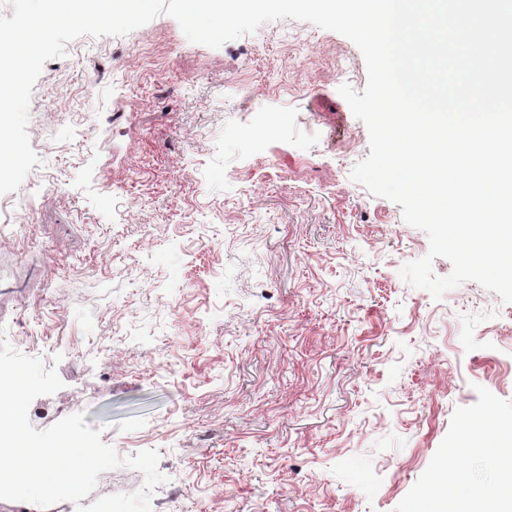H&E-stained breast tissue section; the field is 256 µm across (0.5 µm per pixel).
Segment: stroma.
<instances>
[{
    "label": "stroma",
    "mask_w": 512,
    "mask_h": 512,
    "mask_svg": "<svg viewBox=\"0 0 512 512\" xmlns=\"http://www.w3.org/2000/svg\"><path fill=\"white\" fill-rule=\"evenodd\" d=\"M64 51L30 101L40 162L0 195V338L62 356L35 429L81 413L120 457L157 451L151 512L494 485L466 430L512 421V304L401 278L429 239L351 178L357 46L287 18L211 48L163 14Z\"/></svg>",
    "instance_id": "1"
}]
</instances>
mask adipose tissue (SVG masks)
I'll use <instances>...</instances> for the list:
<instances>
[{
  "label": "adipose tissue",
  "mask_w": 512,
  "mask_h": 512,
  "mask_svg": "<svg viewBox=\"0 0 512 512\" xmlns=\"http://www.w3.org/2000/svg\"><path fill=\"white\" fill-rule=\"evenodd\" d=\"M478 446L499 472L498 483L474 492L466 507H459L449 496L425 495L414 501L412 512H512V423L500 422L479 430Z\"/></svg>",
  "instance_id": "ef3b65f1"
}]
</instances>
